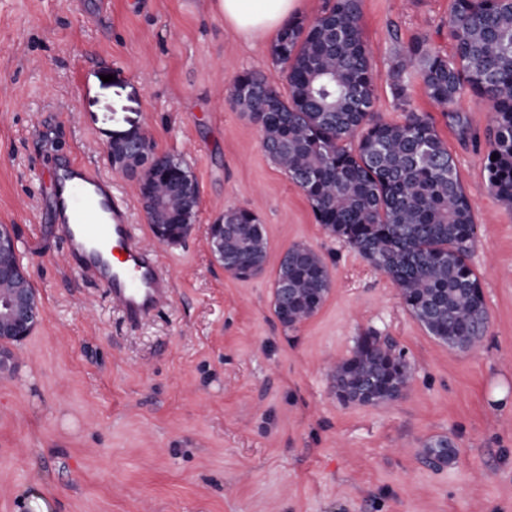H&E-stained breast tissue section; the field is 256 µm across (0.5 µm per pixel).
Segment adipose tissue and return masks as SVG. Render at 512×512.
I'll return each instance as SVG.
<instances>
[{
    "label": "adipose tissue",
    "instance_id": "1",
    "mask_svg": "<svg viewBox=\"0 0 512 512\" xmlns=\"http://www.w3.org/2000/svg\"><path fill=\"white\" fill-rule=\"evenodd\" d=\"M225 22L243 39L252 41L278 34L296 20L300 0H217Z\"/></svg>",
    "mask_w": 512,
    "mask_h": 512
}]
</instances>
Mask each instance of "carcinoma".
<instances>
[{
	"label": "carcinoma",
	"instance_id": "carcinoma-1",
	"mask_svg": "<svg viewBox=\"0 0 512 512\" xmlns=\"http://www.w3.org/2000/svg\"><path fill=\"white\" fill-rule=\"evenodd\" d=\"M453 53L442 55L417 38L397 63V97L417 69L425 95L454 111L471 91L492 111L487 129L486 169L491 191L512 204V0H453L448 16ZM274 54L285 65L288 94L255 71L239 73L230 94L250 120L260 122L262 147L304 193L315 220L355 249L398 287L401 299L430 336L450 348L477 349L488 328L478 274L470 264L475 242L472 205L454 158L431 118L413 110L400 122L373 112L375 77L361 28V0H332L312 22L285 25ZM155 154L112 153V164L138 183L139 195L162 202L186 220L163 225L170 238L186 237L199 194L188 166L167 155L168 169L155 180L140 170ZM496 160H491V156ZM224 239L210 235L213 251L237 259L228 272L238 279L263 270L266 240L258 217L230 209L217 220ZM288 281V316L273 302L285 327L312 317L330 288L322 257L304 245L288 249L275 287ZM410 367L395 344L378 336L358 339L352 355L336 362V397L374 405L398 399ZM427 463H451L456 446L447 438L426 440Z\"/></svg>",
	"mask_w": 512,
	"mask_h": 512
}]
</instances>
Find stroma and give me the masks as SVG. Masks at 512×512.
<instances>
[{
    "mask_svg": "<svg viewBox=\"0 0 512 512\" xmlns=\"http://www.w3.org/2000/svg\"><path fill=\"white\" fill-rule=\"evenodd\" d=\"M452 0H361L387 121L428 113L471 201L489 323L477 353L429 336L397 286L314 219L303 192L230 98L254 70L287 91L269 41H245L216 0H0V225L12 227L40 317L0 374V512H512V206L488 187L487 103L435 105L418 76L394 93L402 50L441 52ZM141 131L181 157L199 189L190 235L155 241L112 139ZM112 182L140 240L154 246L171 300L129 323L65 255L52 210L54 167ZM259 218L263 271L225 272L209 226L229 209ZM325 260L330 291L292 328L273 312L293 245ZM404 352L403 395L340 402L332 363L367 332ZM459 453L432 468L422 441Z\"/></svg>",
    "mask_w": 512,
    "mask_h": 512,
    "instance_id": "35a3bbf8",
    "label": "stroma"
}]
</instances>
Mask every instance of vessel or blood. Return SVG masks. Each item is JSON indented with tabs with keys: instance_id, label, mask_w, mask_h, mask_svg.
Listing matches in <instances>:
<instances>
[{
	"instance_id": "b4317fda",
	"label": "vessel or blood",
	"mask_w": 512,
	"mask_h": 512,
	"mask_svg": "<svg viewBox=\"0 0 512 512\" xmlns=\"http://www.w3.org/2000/svg\"><path fill=\"white\" fill-rule=\"evenodd\" d=\"M57 224L67 255L81 259L80 273L104 288L130 322L167 304L173 283L155 250L133 234L128 206L112 193L110 180L81 164L53 171Z\"/></svg>"
}]
</instances>
